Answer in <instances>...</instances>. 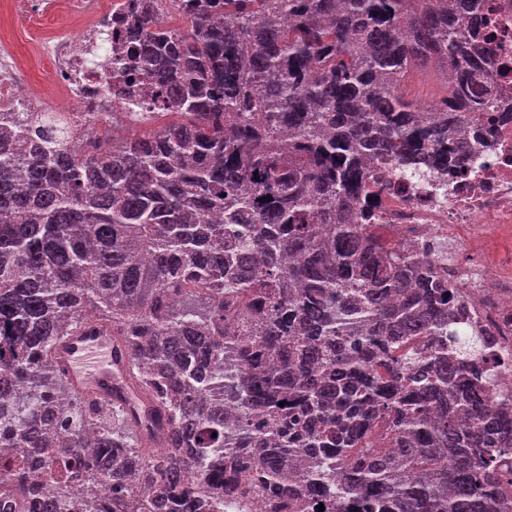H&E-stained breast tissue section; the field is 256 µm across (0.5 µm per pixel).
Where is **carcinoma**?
Instances as JSON below:
<instances>
[{
	"mask_svg": "<svg viewBox=\"0 0 512 512\" xmlns=\"http://www.w3.org/2000/svg\"><path fill=\"white\" fill-rule=\"evenodd\" d=\"M157 0L116 20V84L173 120L91 151L0 112V494L16 512H512V388L461 332L442 251L370 223L377 168L428 182L512 112L479 0ZM470 15L463 28L459 19ZM435 68L447 94L403 92ZM129 356L87 400L53 350ZM248 365L238 369L239 362ZM284 406H279V403ZM55 474L44 496L10 449Z\"/></svg>",
	"mask_w": 512,
	"mask_h": 512,
	"instance_id": "obj_1",
	"label": "carcinoma"
}]
</instances>
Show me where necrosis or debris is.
Wrapping results in <instances>:
<instances>
[{
  "mask_svg": "<svg viewBox=\"0 0 512 512\" xmlns=\"http://www.w3.org/2000/svg\"><path fill=\"white\" fill-rule=\"evenodd\" d=\"M126 5L127 0H110L73 37L42 42L41 57L63 91L56 109L87 141L95 136L89 113H107L113 125L136 130L157 112L147 96L121 98L110 88L116 64L104 35ZM484 20L486 70L498 94L512 99V0H485ZM30 86L18 47L0 37V112L32 107ZM495 133V147L481 148L473 161L449 171L447 189L386 191L373 202L372 221L416 242L449 245L448 286L466 302L468 325L488 339L485 358L497 390L512 385V375L503 371L504 364L512 365V253L490 258L484 245L501 228L512 229V121L496 126Z\"/></svg>",
  "mask_w": 512,
  "mask_h": 512,
  "instance_id": "1",
  "label": "necrosis or debris"
}]
</instances>
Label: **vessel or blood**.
<instances>
[{
	"label": "vessel or blood",
	"instance_id": "obj_1",
	"mask_svg": "<svg viewBox=\"0 0 512 512\" xmlns=\"http://www.w3.org/2000/svg\"><path fill=\"white\" fill-rule=\"evenodd\" d=\"M55 357L85 396L111 399L127 370L125 354L114 352L112 330L92 323L56 346Z\"/></svg>",
	"mask_w": 512,
	"mask_h": 512
}]
</instances>
